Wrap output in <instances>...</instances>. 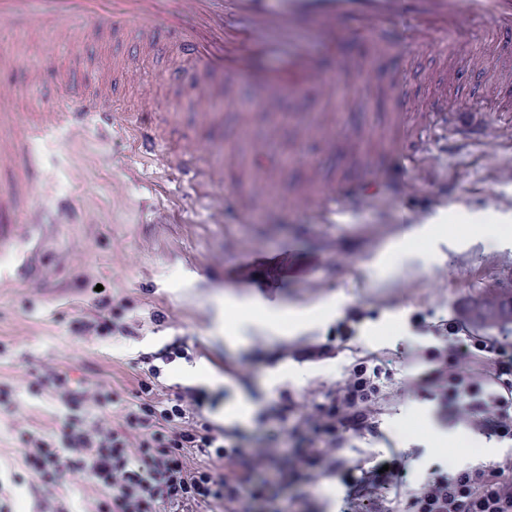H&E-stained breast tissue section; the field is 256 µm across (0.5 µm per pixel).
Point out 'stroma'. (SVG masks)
I'll list each match as a JSON object with an SVG mask.
<instances>
[{
	"mask_svg": "<svg viewBox=\"0 0 512 512\" xmlns=\"http://www.w3.org/2000/svg\"><path fill=\"white\" fill-rule=\"evenodd\" d=\"M127 39L111 26L87 30L78 25L69 35L35 31L26 37L23 63L0 72L18 89L13 120L25 123L29 112L48 102L45 79L70 73L86 78L111 68ZM170 57L160 52L155 90L176 114L179 133L194 135L202 154L216 146H243L252 137L276 131L273 157L282 158L284 173L278 193L293 192L305 176L302 164L288 152L293 121L313 123L319 94L308 89L286 96L281 113L256 109L254 93L239 89L238 102L224 104L222 89L198 98L192 88L193 63H185L180 86L167 81ZM393 107L370 102L360 112L339 110L336 137L351 129L369 132L383 127ZM38 189L34 201L48 205L51 224L36 230L41 247L39 274L24 283L0 284V382L16 386L22 400L17 417L0 415V479L9 480L19 455L11 423L40 430L55 426L61 407L52 397L30 396L29 383L56 365L70 367L75 378H88L128 393L135 386L133 363L174 340H182L196 356L192 362L166 366L167 394L196 386L210 392L227 390L217 409H203L208 420L239 427L247 448L264 447L279 432L278 424L262 425L255 416L280 391L306 401L318 399L323 386L339 379L355 357L379 353L385 385L397 388L407 370L400 348L427 344L413 334L410 320L453 319L468 302L494 290L512 276V248L484 238L466 249L449 250L448 238L472 231L470 215L507 206L512 210V137L492 151L455 138L447 161L434 169V184L454 183L448 221L437 238L418 241L404 259L399 277L372 267L374 255L394 240L400 227L386 223L380 208L366 204L334 224H304L292 213L276 217L269 200L249 202L244 172L224 164L228 206L251 204L250 224L213 222L208 210L185 192L178 172H160L135 153L128 136L107 137L91 126L58 130L36 146ZM280 255L290 275L269 288L252 285L239 256L253 246ZM101 282L111 298L98 305L86 288ZM340 305L342 312L360 310L356 335L336 357L318 362L278 359L280 351L335 335L338 318L312 329L291 332L293 314ZM105 316L136 333L105 338L75 332L77 320ZM249 321L242 338L229 339L225 327ZM233 365L250 378L249 387L233 384L224 374ZM381 438L350 440L339 453L349 463L370 457L396 458L404 489L418 487L431 473L450 465L473 470L512 457V443L486 440L441 412L429 393L398 400L384 416ZM346 485L337 478L274 488L269 497L241 500L237 512H345Z\"/></svg>",
	"mask_w": 512,
	"mask_h": 512,
	"instance_id": "obj_1",
	"label": "stroma"
}]
</instances>
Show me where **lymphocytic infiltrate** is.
I'll use <instances>...</instances> for the list:
<instances>
[{
	"label": "lymphocytic infiltrate",
	"mask_w": 512,
	"mask_h": 512,
	"mask_svg": "<svg viewBox=\"0 0 512 512\" xmlns=\"http://www.w3.org/2000/svg\"><path fill=\"white\" fill-rule=\"evenodd\" d=\"M411 325L438 335L441 344L410 353L411 362L431 369L407 382L405 391H431L441 404L454 405L457 421L475 434L512 442V351L459 333L450 323L415 319ZM179 359H193L180 340L140 357L137 388L128 400L101 384L74 383L65 368L31 385V394L50 390L63 407L56 429L16 431L21 466L36 481L39 512H69L56 490L70 475L103 492L95 512H196L204 505L235 512L243 486L261 500L275 484L342 474L346 466L336 444L378 436L390 406L372 354L322 390L319 401L306 404L280 393L267 414L285 423L289 448H246L238 428L203 416V407L216 406L218 396L187 386L161 397L164 367ZM509 471L511 458L488 469H436L410 493L405 512H512Z\"/></svg>",
	"instance_id": "f902f5d3"
}]
</instances>
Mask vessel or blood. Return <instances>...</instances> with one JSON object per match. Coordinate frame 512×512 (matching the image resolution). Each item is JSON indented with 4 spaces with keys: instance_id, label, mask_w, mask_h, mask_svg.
Wrapping results in <instances>:
<instances>
[{
    "instance_id": "vessel-or-blood-1",
    "label": "vessel or blood",
    "mask_w": 512,
    "mask_h": 512,
    "mask_svg": "<svg viewBox=\"0 0 512 512\" xmlns=\"http://www.w3.org/2000/svg\"><path fill=\"white\" fill-rule=\"evenodd\" d=\"M81 21L89 26L108 21L126 33L129 46L113 58L111 69L85 87L64 78L65 103L37 108L22 126L12 121L16 87L0 84V279L5 281L23 282L33 274L38 253L33 225L40 216L25 208L36 190L26 159L50 130L104 124L134 135L138 149L156 166H178L209 201H221L222 156L211 153L206 170H199L194 137H181L171 150L150 128L162 113L152 82L160 36L169 38L177 60L195 63L198 94L208 95L215 78L224 76L225 104H235L243 84L260 89L257 106L265 112L281 111L287 94L318 89L324 106L317 122L297 125L294 143L300 147L318 139L328 155L336 151L335 141L326 136L336 125V100L352 110L374 98L397 102L391 130L379 140L399 161L403 147L418 134L420 119L432 117L444 124L449 116L469 114L468 98L458 91L466 77L472 80L471 96L495 99L498 120L512 125V0H0V27L15 35L11 50L0 55V67L9 68L21 55L29 32L67 34ZM300 26L322 40L328 55H338L344 39L358 36L371 46L376 60L401 49V63L385 84L371 83L359 69L329 75L319 59L293 46ZM430 55L437 65L422 82L423 94L414 95L408 89L414 62ZM122 87L137 93L135 108L123 106L118 96ZM269 147V140H248L239 164L247 171L248 194L274 198L279 211H303L322 224L362 199L382 207L391 204L387 174L369 157L363 162L362 184L321 182L308 159L305 179L294 194L276 196L283 168L268 161ZM247 266L259 281L283 272L259 247ZM479 309L493 321L510 322L512 293L493 295Z\"/></svg>"
}]
</instances>
